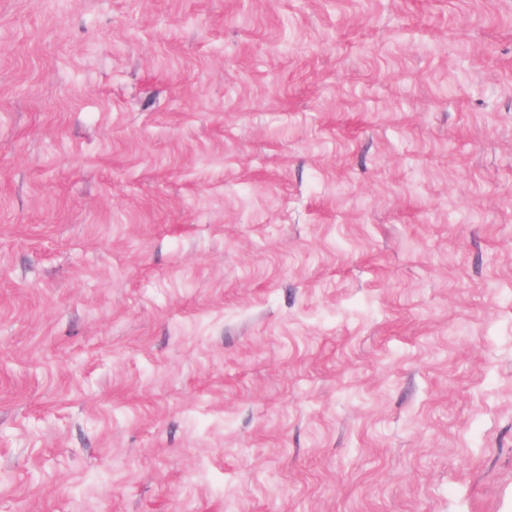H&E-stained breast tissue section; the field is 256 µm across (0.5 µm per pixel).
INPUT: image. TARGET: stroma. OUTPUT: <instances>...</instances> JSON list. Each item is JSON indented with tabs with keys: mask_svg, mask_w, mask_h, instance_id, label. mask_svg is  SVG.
I'll return each mask as SVG.
<instances>
[{
	"mask_svg": "<svg viewBox=\"0 0 512 512\" xmlns=\"http://www.w3.org/2000/svg\"><path fill=\"white\" fill-rule=\"evenodd\" d=\"M0 512H512V0H0Z\"/></svg>",
	"mask_w": 512,
	"mask_h": 512,
	"instance_id": "stroma-1",
	"label": "stroma"
}]
</instances>
